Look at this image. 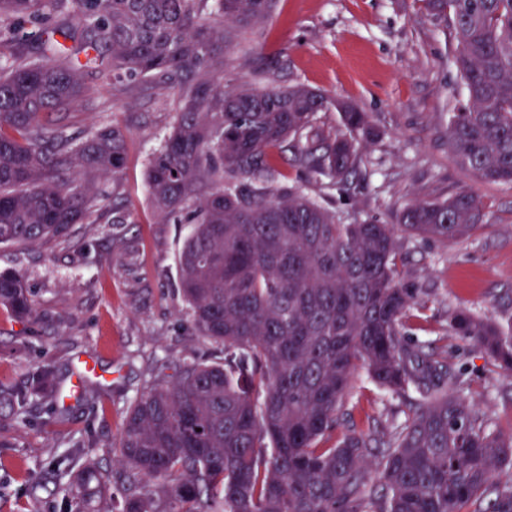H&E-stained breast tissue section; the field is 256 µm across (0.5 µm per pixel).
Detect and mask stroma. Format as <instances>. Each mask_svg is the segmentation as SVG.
Instances as JSON below:
<instances>
[{
	"instance_id": "stroma-1",
	"label": "stroma",
	"mask_w": 512,
	"mask_h": 512,
	"mask_svg": "<svg viewBox=\"0 0 512 512\" xmlns=\"http://www.w3.org/2000/svg\"><path fill=\"white\" fill-rule=\"evenodd\" d=\"M447 21L420 0H277L252 40L225 58L233 85L266 90L296 83L329 102L353 103L378 131L362 151V177L350 197L289 169L288 180L344 222L397 223L412 200L460 189L476 192L487 216L469 236L442 242L397 231L398 279L423 304L411 320L412 343L437 347L467 382L464 396L503 432L512 431V375L495 370L448 315L465 310L512 325V187L474 178L448 148V117L465 100ZM275 82L258 80L256 62ZM94 108L69 119L71 131L109 114L128 131L116 202L130 224H81L65 242L27 250L0 248V269L16 270L40 317L19 320L0 309V382L26 387L50 364L68 384L87 379L86 398L53 405L35 398L27 420H0V512H69L63 488L84 462L111 469L126 409L158 360L211 359L219 344L195 336L179 291L178 257L187 225L160 223L147 165L174 122V91L87 71ZM344 422L389 434L409 412V397L379 390L358 369Z\"/></svg>"
}]
</instances>
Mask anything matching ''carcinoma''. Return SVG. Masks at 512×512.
I'll use <instances>...</instances> for the list:
<instances>
[{
  "mask_svg": "<svg viewBox=\"0 0 512 512\" xmlns=\"http://www.w3.org/2000/svg\"><path fill=\"white\" fill-rule=\"evenodd\" d=\"M275 0H0V248L66 239L77 224H132L108 204L127 135L103 119L64 120L83 72L176 90L170 133L148 160L155 208L191 225L179 282L194 334L224 356L160 364L128 406L112 512H512L505 434L464 399L465 382L431 349L409 344L415 290L396 277L390 224H347L288 184L287 164L350 190L368 116L341 108L343 130L318 121L326 98L304 85L257 92L224 84L226 30L264 23ZM449 20L466 100L448 147L480 181L512 185V0H425ZM38 30L36 39L22 34ZM480 197L458 190L410 202L403 230L442 241L469 235ZM0 308L37 320L33 295L0 270ZM455 335L512 374V330L454 311ZM363 366L395 395L418 392L390 439L349 427L326 447ZM38 391L0 385V409L25 421ZM112 473L69 483L85 512Z\"/></svg>",
  "mask_w": 512,
  "mask_h": 512,
  "instance_id": "cac0c4a2",
  "label": "carcinoma"
}]
</instances>
